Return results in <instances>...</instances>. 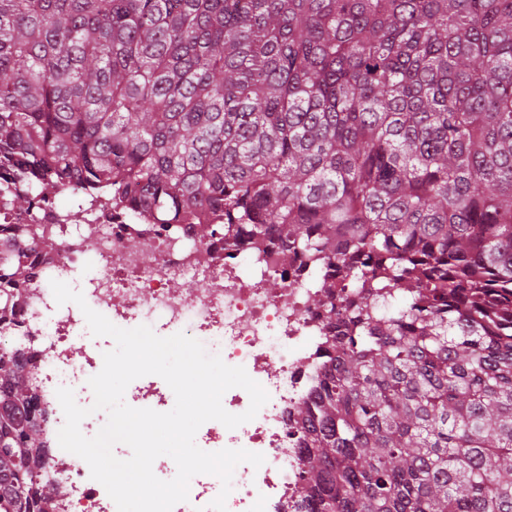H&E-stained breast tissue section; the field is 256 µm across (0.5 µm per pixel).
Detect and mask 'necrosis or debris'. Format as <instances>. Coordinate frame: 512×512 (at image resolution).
<instances>
[{"mask_svg": "<svg viewBox=\"0 0 512 512\" xmlns=\"http://www.w3.org/2000/svg\"><path fill=\"white\" fill-rule=\"evenodd\" d=\"M20 221L54 225L60 239L56 251L36 260L14 324L0 329V345L35 350L30 379L49 411L43 436L52 452L50 475L60 487L53 512H117L87 463L61 449L57 439L64 423L57 388H72L80 406H91L87 381L114 346L111 338L91 335L76 304L55 301L52 281L79 271L83 295L117 327L147 325L160 336L186 333L226 364L244 367L265 388L269 400L255 419L232 430L206 422L195 442L207 452L245 449L265 457L258 468L237 466L227 512H297L303 443L293 426L294 409L310 398L321 376L320 349L328 334L325 311L309 300L312 272L283 267L273 247L260 253L221 234L199 241L190 223L167 235L152 215L79 190L66 205L33 196ZM131 237L139 242L133 255L126 247ZM87 241L95 245L90 257L83 249ZM178 278L194 281L195 291L173 292L169 284ZM126 394L135 408L166 412L175 404L172 390L156 375L133 381Z\"/></svg>", "mask_w": 512, "mask_h": 512, "instance_id": "1", "label": "necrosis or debris"}]
</instances>
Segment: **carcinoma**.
Returning <instances> with one entry per match:
<instances>
[{"instance_id": "cac0c4a2", "label": "carcinoma", "mask_w": 512, "mask_h": 512, "mask_svg": "<svg viewBox=\"0 0 512 512\" xmlns=\"http://www.w3.org/2000/svg\"><path fill=\"white\" fill-rule=\"evenodd\" d=\"M76 186L317 273L298 508L512 512V0H0L3 206ZM56 248L0 223L1 325ZM38 402L0 348V512Z\"/></svg>"}]
</instances>
